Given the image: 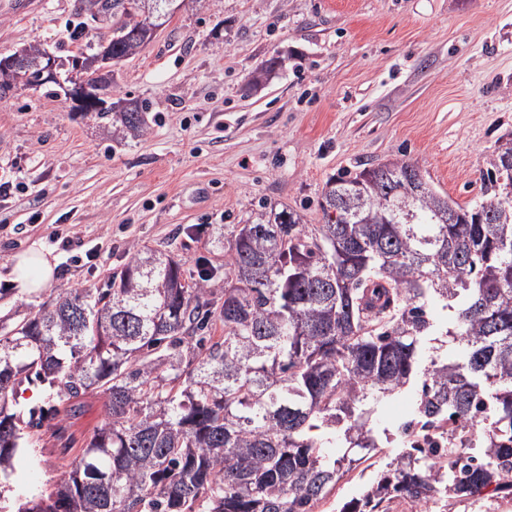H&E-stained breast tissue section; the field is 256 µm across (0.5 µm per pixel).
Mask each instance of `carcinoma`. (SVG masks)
Masks as SVG:
<instances>
[{
	"label": "carcinoma",
	"instance_id": "obj_1",
	"mask_svg": "<svg viewBox=\"0 0 512 512\" xmlns=\"http://www.w3.org/2000/svg\"><path fill=\"white\" fill-rule=\"evenodd\" d=\"M97 7L112 61L138 53L168 0H81L69 39ZM128 102L112 133L139 136ZM512 141L488 160L485 199L461 205L399 190L394 159L330 177L324 223L299 213L276 235L257 221L224 235V298L208 273L140 251L105 286L0 324V512H314L365 459L378 469L338 512L396 498L451 506L512 499ZM481 210L486 223L471 224ZM224 335L214 338L216 328ZM47 385L41 424L105 398L68 479L12 491L30 451L10 411L19 376ZM419 385L390 430L380 404ZM396 451L389 455L387 447Z\"/></svg>",
	"mask_w": 512,
	"mask_h": 512
}]
</instances>
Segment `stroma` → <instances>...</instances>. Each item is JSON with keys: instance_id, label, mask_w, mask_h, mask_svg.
Returning a JSON list of instances; mask_svg holds the SVG:
<instances>
[{"instance_id": "1", "label": "stroma", "mask_w": 512, "mask_h": 512, "mask_svg": "<svg viewBox=\"0 0 512 512\" xmlns=\"http://www.w3.org/2000/svg\"><path fill=\"white\" fill-rule=\"evenodd\" d=\"M74 12L75 0L0 9V55L31 43L68 55ZM112 98L145 107L143 135L113 137L20 81L0 94V319L101 287L146 249L192 273L208 263L221 297L225 225L265 204L322 223L329 177L390 159L459 203L482 200L487 160L512 139V0H183L114 66ZM35 242L58 273L22 296L4 275ZM104 415L93 394L31 429L18 490L66 480Z\"/></svg>"}]
</instances>
